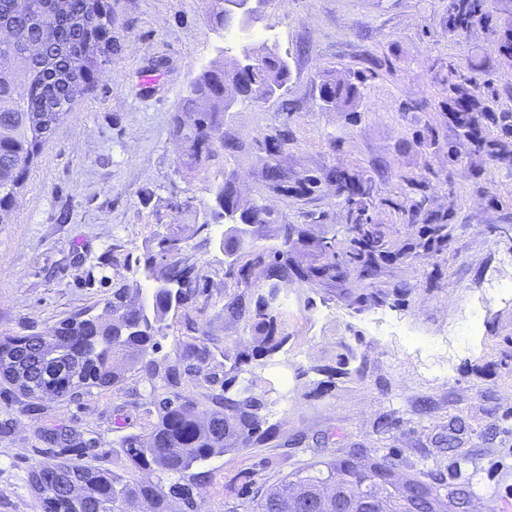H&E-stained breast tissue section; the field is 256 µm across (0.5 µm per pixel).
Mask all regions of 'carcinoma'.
<instances>
[{
	"mask_svg": "<svg viewBox=\"0 0 512 512\" xmlns=\"http://www.w3.org/2000/svg\"><path fill=\"white\" fill-rule=\"evenodd\" d=\"M42 10L19 15L15 0H0V59L15 61L7 73L0 72V212L12 204L17 189L25 181L31 165L48 139L43 112L34 111L52 83L55 63L42 58L29 62L30 43L41 36V28L53 21L58 38L70 45L60 64L85 73L108 62L112 45L102 43V58L84 53L85 33L68 26L56 4L64 2L70 12H82L91 0H39ZM485 0H448V33L456 35L474 22L487 20ZM500 33L497 53L512 61V15L498 18ZM269 55L264 66L244 74L224 70L215 63L195 79L183 104L171 121V134L182 146L181 163L186 168L209 167L220 160L213 141L229 156L242 149L234 139H224V84L238 85L244 100H258L283 87L290 77L288 62L265 44ZM440 81L448 86L449 112L459 135L472 141L475 152L494 157L505 148L500 142L477 136L482 120L495 121L482 105L481 86L472 76L448 66ZM327 107L353 109L359 102L358 87L342 78H327L319 88ZM337 190L347 205L350 231L359 244L360 275L374 271V261L384 246L380 231L363 223L365 199L373 186L361 184L343 172L335 173ZM219 202L229 200L241 210V219L264 232L273 223L271 213L238 195L235 174H230L213 190ZM231 257L229 275L233 292H224V312L244 323L256 346L247 351L224 345L221 372L205 378L209 386L203 399L182 392L184 378L200 372L214 358L205 343L208 332L193 319L185 318L186 338L173 353L156 357L159 337L169 328L168 320L183 315L200 295V287L179 288L183 269L178 256L187 250L186 240L176 233L155 239L144 256L147 289L120 286L112 292L104 312H79L62 321L52 335L0 336V379L21 397L32 402L45 397L74 400L93 387H116L134 373L149 385L138 406L156 415L149 433L119 437L113 447L117 459L108 469L90 462L97 455V441L74 427L46 428L39 439L52 449L50 458L30 473V485L42 512H208L194 490L211 480L210 463L227 452L258 448L275 439L279 424L268 423L266 400L255 394L250 363L270 358L287 343L288 335L278 331L283 315L282 290L294 279L312 282L334 281L343 273L336 262L335 238L314 245L322 263L303 269L291 264L288 252L275 251L273 257L238 245L229 234L222 242ZM394 462L378 450L368 454L360 449L329 462H314L306 475L285 478L254 497L249 505L226 512H343L344 494L368 500L367 512H402L408 500L417 512H425L428 500L448 496V478L441 471L405 477V486L393 485Z\"/></svg>",
	"mask_w": 512,
	"mask_h": 512,
	"instance_id": "1",
	"label": "carcinoma"
}]
</instances>
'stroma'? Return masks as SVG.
Instances as JSON below:
<instances>
[{
    "label": "stroma",
    "instance_id": "obj_1",
    "mask_svg": "<svg viewBox=\"0 0 512 512\" xmlns=\"http://www.w3.org/2000/svg\"><path fill=\"white\" fill-rule=\"evenodd\" d=\"M110 60L44 144L10 212L0 222V333L51 334L85 309L101 312L154 238L182 228L194 275L206 293L188 314L217 344L252 346L224 314L227 262L219 239L194 234L207 220L210 188L236 172L241 195L282 224L304 225L307 241L274 232L257 251L287 249L301 267L318 264L312 238L353 247L346 209L331 179L347 172L371 183L366 217L384 236L371 277L347 268L336 281L289 283L281 327L287 345L255 371V391L281 433L261 448L224 454L199 490L210 512L352 448L381 449L399 474L433 469L466 483L476 504H512V153H475L448 115L439 72L477 66L497 124L485 136L512 145V69L494 37L474 24L446 30L448 0H269L248 34L227 41L204 0H108ZM277 46L286 87L235 102L225 137L243 149L225 167L180 165L171 118L201 70L219 54ZM358 85L355 109L322 106L325 74ZM287 132L276 151L272 135ZM288 179L274 187L268 166ZM318 177L313 192L299 188ZM191 200L175 211L172 197ZM448 236L433 234L435 224ZM143 381L94 388L76 401L35 403L0 382V512H40L29 484L44 458L40 430L73 426L99 442L111 467L117 415L144 433L154 418L137 406ZM451 439L454 450L437 445Z\"/></svg>",
    "mask_w": 512,
    "mask_h": 512
}]
</instances>
